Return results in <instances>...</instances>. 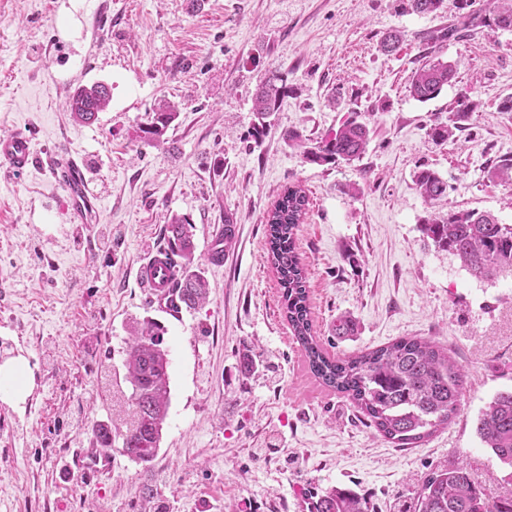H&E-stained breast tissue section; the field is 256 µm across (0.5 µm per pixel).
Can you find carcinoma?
<instances>
[{
  "label": "carcinoma",
  "instance_id": "cac0c4a2",
  "mask_svg": "<svg viewBox=\"0 0 512 512\" xmlns=\"http://www.w3.org/2000/svg\"><path fill=\"white\" fill-rule=\"evenodd\" d=\"M443 0H406V9L415 14H431ZM498 29L512 30V0L479 15L468 17L463 26L448 29L436 39L462 35L474 20ZM456 65L427 61L412 74L409 92L418 101L435 98L456 78ZM287 92L284 77L273 74L260 82L252 97V112L258 123L254 135L267 131V119L277 111ZM110 101L104 84L74 90L66 102L71 117L92 123ZM479 102L459 98L451 122L430 127L433 141L445 144L465 129L464 122ZM178 107L162 101L153 116L140 128L141 137L161 139L177 117ZM370 140L368 127L351 117L337 130L309 145L300 143L310 164L350 163L363 157ZM421 195L437 200L448 195V181L430 168L414 174ZM308 208V197L299 187L287 188L268 215L271 263L282 290V307L288 325L304 355L305 362L325 388L347 396L366 423L398 448H415L437 428L458 413L464 390L462 367L436 344L417 337H402L373 351L338 356L331 354L315 335L308 305V289L296 235ZM423 237L435 247L458 258L476 279L512 275V224L490 213L448 210V216L424 220ZM163 246L174 258L172 309H196L208 295V284L195 262L193 224L173 214L163 226ZM165 327L147 320L134 328L127 343L125 380L131 386L127 399L125 429L112 434V425L100 422L94 430L95 443L112 447L121 439L123 455L145 467L157 454L163 424L170 406L169 358L162 347ZM241 372L252 377L260 372L259 362L246 348L241 354ZM485 447L503 465L512 468V391H500L481 410L476 425ZM308 512H368L367 499L355 491L332 487L305 496ZM413 512H512V495L488 498L480 489L467 464L460 461L437 467L418 489Z\"/></svg>",
  "mask_w": 512,
  "mask_h": 512
}]
</instances>
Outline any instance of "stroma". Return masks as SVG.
<instances>
[{
    "mask_svg": "<svg viewBox=\"0 0 512 512\" xmlns=\"http://www.w3.org/2000/svg\"><path fill=\"white\" fill-rule=\"evenodd\" d=\"M402 0H0V136L23 132L36 161L0 163V361L34 373L24 403L0 399V512H301L305 494L335 486L363 494L370 512H404L436 467L466 462L487 497L512 494L508 470L476 433L479 412L512 389V277L479 280L424 241L423 220L449 209L512 224V182L488 170L512 156V31L457 23L460 0L429 15ZM392 30L393 53L380 42ZM457 66L427 102L408 88L430 59ZM291 91L262 139L252 94L268 72ZM107 84L90 125L65 110L80 86ZM479 107L457 141L433 143L458 98ZM180 105L163 139L138 137L159 99ZM371 130L366 153L335 165L303 160L289 132L315 143L350 116ZM299 139V140H300ZM84 163L100 196L96 223H69L47 157ZM437 171L448 198L425 200L414 173ZM301 186L308 213L297 251L309 277L317 336L343 356L423 336L463 367L458 414L414 448L395 447L351 402L310 374L282 313L267 257L265 218ZM194 226L206 303L173 315L136 281L158 250L166 217ZM236 226L223 262L209 256ZM347 316L350 336L332 327ZM166 329L171 405L150 466L93 448L97 422L125 421L119 388L133 321ZM261 355L238 370L241 345ZM109 466L70 472L73 453Z\"/></svg>",
    "mask_w": 512,
    "mask_h": 512,
    "instance_id": "stroma-1",
    "label": "stroma"
}]
</instances>
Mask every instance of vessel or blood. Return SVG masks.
<instances>
[{"label": "vessel or blood", "instance_id": "vessel-or-blood-1", "mask_svg": "<svg viewBox=\"0 0 512 512\" xmlns=\"http://www.w3.org/2000/svg\"><path fill=\"white\" fill-rule=\"evenodd\" d=\"M33 157L34 148L29 137L20 133L0 137V160L7 162L11 169L25 170ZM48 169L66 190V213L70 223H95L99 213L98 196L82 166L74 158L61 157L50 159ZM137 280L158 301H166L170 292V281L164 255L159 252L148 255L138 269Z\"/></svg>", "mask_w": 512, "mask_h": 512}]
</instances>
